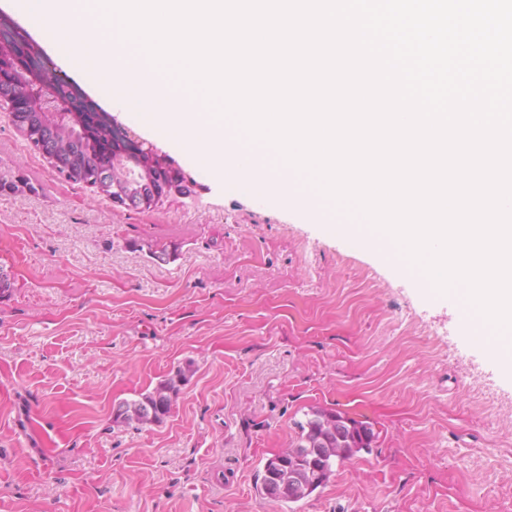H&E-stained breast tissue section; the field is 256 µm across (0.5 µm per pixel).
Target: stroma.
Returning <instances> with one entry per match:
<instances>
[{
	"label": "stroma",
	"instance_id": "stroma-1",
	"mask_svg": "<svg viewBox=\"0 0 512 512\" xmlns=\"http://www.w3.org/2000/svg\"><path fill=\"white\" fill-rule=\"evenodd\" d=\"M78 84L192 180L140 212L55 175L0 112V512H512V377L448 301L293 208L208 175ZM166 248L161 261L153 250ZM193 362L170 415L115 406ZM371 452L309 498L256 490L310 407Z\"/></svg>",
	"mask_w": 512,
	"mask_h": 512
}]
</instances>
